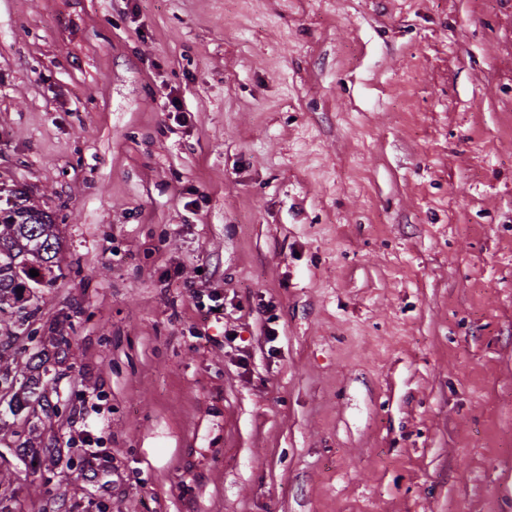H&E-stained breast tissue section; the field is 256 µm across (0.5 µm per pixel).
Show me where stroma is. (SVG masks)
Segmentation results:
<instances>
[{
  "instance_id": "1",
  "label": "stroma",
  "mask_w": 512,
  "mask_h": 512,
  "mask_svg": "<svg viewBox=\"0 0 512 512\" xmlns=\"http://www.w3.org/2000/svg\"><path fill=\"white\" fill-rule=\"evenodd\" d=\"M1 183L11 512H512V0H0ZM5 198L6 207L0 206V312L9 295L17 300L19 288H32L27 281L36 285L43 283L47 274H54L59 238L51 216L39 206L30 203L26 193L11 189ZM39 273L30 276V270ZM33 362H34V364L32 366L33 369L39 370L40 368H42L41 375L48 376V372L50 371V369L47 366H45L46 360H43L41 355H39V353H35L32 355V357L30 358V363H33ZM41 375L38 374L37 379L27 378L25 380V382L24 381L20 382L19 389H18V391H15V393L10 401V405L15 403L16 410L22 409L23 406L25 405L24 403L26 402L25 394L26 393H32V394L35 393V387H38L36 385H39L41 383V381H40ZM31 383H32V385H34V387H31ZM19 391H21V392H19Z\"/></svg>"
}]
</instances>
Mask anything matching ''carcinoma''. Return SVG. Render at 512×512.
Instances as JSON below:
<instances>
[{"label": "carcinoma", "instance_id": "cac0c4a2", "mask_svg": "<svg viewBox=\"0 0 512 512\" xmlns=\"http://www.w3.org/2000/svg\"><path fill=\"white\" fill-rule=\"evenodd\" d=\"M59 238L51 216L30 202L26 193L11 189L5 198V207H0V305L8 297H20L17 289L27 287L31 281L43 283V277L54 274ZM35 269L39 276H30ZM40 379L28 378L18 381V373L10 365H0V385L8 388L19 386L11 402L16 409L23 408L26 394L35 393ZM49 385V382L42 383Z\"/></svg>", "mask_w": 512, "mask_h": 512}]
</instances>
